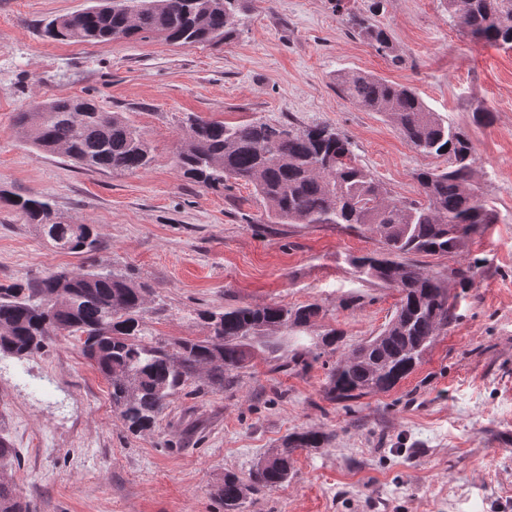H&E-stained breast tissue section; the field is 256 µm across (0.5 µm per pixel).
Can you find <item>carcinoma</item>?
Wrapping results in <instances>:
<instances>
[{
    "label": "carcinoma",
    "instance_id": "cac0c4a2",
    "mask_svg": "<svg viewBox=\"0 0 512 512\" xmlns=\"http://www.w3.org/2000/svg\"><path fill=\"white\" fill-rule=\"evenodd\" d=\"M459 27L474 41L512 49V0H443ZM246 0H97L86 10L44 25L55 41L110 42L161 39L184 46L221 45L239 32ZM350 31L394 62L401 56L387 33L361 14L346 13ZM346 98L381 112L416 152L446 157L448 168L417 174L423 199H395L356 161L350 141L327 125L251 121L229 124L195 117L177 151L181 175L222 189L234 180L253 186L271 224H337L363 230L381 247L349 263L362 279L400 293L391 320L375 336L349 351L342 333L331 329L321 344L338 354L329 370L327 395L338 401L388 392L411 375L452 319L447 277L403 261L406 255L462 251L469 231L487 223L492 211L473 188L476 158L469 137L445 123L410 87L344 71L336 76ZM16 116V125L35 148L80 165L112 173H136L154 161L141 131L121 112H101L86 99L59 97ZM0 199L29 224L42 229L52 246L76 253L97 248L93 224L55 220L53 203L42 196ZM65 284L58 309L48 300ZM150 289L105 268L54 272L27 284L0 288V353L18 358L44 348L47 336L75 337L82 352L105 377L112 404L133 432L148 430L197 369L224 383L270 347L272 333L294 337L320 313L316 304L243 305L204 311L216 343L180 339L160 344L147 338L142 313ZM330 436L318 431L288 435L282 450L256 465L244 479L224 474L216 489L224 512H242L249 496L288 482L293 454L316 450ZM0 512H29L0 477Z\"/></svg>",
    "mask_w": 512,
    "mask_h": 512
}]
</instances>
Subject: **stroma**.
Returning a JSON list of instances; mask_svg holds the SVG:
<instances>
[{"label":"stroma","mask_w":512,"mask_h":512,"mask_svg":"<svg viewBox=\"0 0 512 512\" xmlns=\"http://www.w3.org/2000/svg\"><path fill=\"white\" fill-rule=\"evenodd\" d=\"M93 3L0 0V190L50 197L62 221L99 235L96 252L60 251L0 203L1 287L112 270L153 288L143 323L156 341L205 339L200 312L247 304H318L310 337L335 328L347 347L376 335L400 295L359 278L349 259L378 241L333 224L267 223L252 186L215 191L176 164L191 116L327 124L393 196L421 199L417 172L447 158L417 153L383 113L347 100L343 71L411 87L464 131L496 220L456 255L413 256L427 271L477 273L466 289L449 281L447 330L386 393L329 400L335 354L307 351L283 371L284 347L230 383L198 373L139 434L75 338L0 355V439L16 450L6 474L16 495L30 512H224L214 490L225 472L247 476L284 437L313 430L332 441L297 451L288 483L250 496L244 512H512V50L473 41L441 0H251L244 31L219 46L44 36L47 21ZM350 10L370 12L400 63L349 32ZM60 96L123 113L152 166L112 173L36 150L15 117ZM481 108L492 123L477 122Z\"/></svg>","instance_id":"1"}]
</instances>
